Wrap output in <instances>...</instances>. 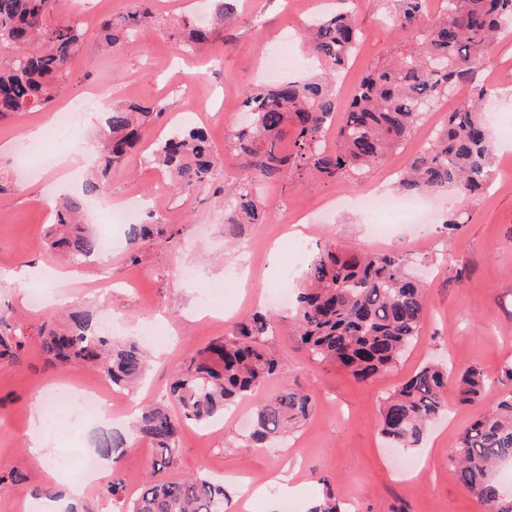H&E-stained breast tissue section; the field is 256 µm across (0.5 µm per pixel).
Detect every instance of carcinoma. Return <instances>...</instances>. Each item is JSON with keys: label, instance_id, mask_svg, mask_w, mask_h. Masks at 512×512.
<instances>
[{"label": "carcinoma", "instance_id": "cac0c4a2", "mask_svg": "<svg viewBox=\"0 0 512 512\" xmlns=\"http://www.w3.org/2000/svg\"><path fill=\"white\" fill-rule=\"evenodd\" d=\"M235 0H220L211 20L186 21L178 32L184 49L209 43L215 27L224 25ZM390 18L396 29L414 27L427 0H395ZM58 0H0V47L14 50L0 64V118L37 112L63 92L71 79L70 64L80 52L84 32L77 24L53 20ZM155 0H137L124 14L101 26L100 45L112 51L128 43L155 17ZM512 30V0H443L438 18L417 36V44L395 62L368 70L350 99L341 103L335 86L320 74L279 83L259 84L247 92L246 125L234 130L227 146L242 160L244 174L217 189L228 198L226 224H261L266 209L260 186L312 171L329 179L360 176L405 144L430 108L448 91L470 88L468 101L448 113L444 128L399 176L398 187L431 193L449 186L476 195L490 186L495 141L481 115L491 90L477 83L489 64L488 46L497 33ZM317 67L330 76L352 60L360 31L352 15L317 12L305 27ZM162 101H128L109 108L106 130L92 146L98 166L79 193L55 206L46 248L81 266L100 251L93 225L84 221L86 203L110 194L112 171L124 166L141 130L165 113ZM339 122H333L337 112ZM292 128L294 151L281 149V136ZM150 162L167 173L178 190L206 189L218 176L219 160L208 133L182 127L156 139ZM178 230L149 212L127 232L128 259L139 262L145 249L170 242ZM427 308L420 283L406 273V259L395 253H357L334 243L317 247L307 264L295 298L294 335L317 361L345 370L355 381L368 382L396 364L419 336ZM275 320L255 312L221 340L189 354L142 409L129 434L109 431L96 440V452L118 462L143 439L157 450L150 479L139 493L122 498L123 482L114 479L104 493L123 501L121 512H225L224 483L200 474L169 480L165 470L176 463L184 424L206 426L224 410L247 398L277 374L282 359L264 342ZM38 336L52 365L79 364L102 370L112 385L128 388L149 369L139 339L122 342L101 332L91 311L76 308L59 323L50 316ZM25 333L14 314L0 309V365L20 361ZM488 385L476 366L454 368L426 363L398 383L380 408V434L391 448H416L431 422L447 412L448 387L458 400L479 399ZM312 396L284 389L255 408L251 442L264 447L307 420ZM452 458L462 488L491 512H512L495 468L512 461V389L489 413L461 431ZM305 512H347L326 490Z\"/></svg>", "mask_w": 512, "mask_h": 512}]
</instances>
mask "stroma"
Returning a JSON list of instances; mask_svg holds the SVG:
<instances>
[{
	"label": "stroma",
	"mask_w": 512,
	"mask_h": 512,
	"mask_svg": "<svg viewBox=\"0 0 512 512\" xmlns=\"http://www.w3.org/2000/svg\"><path fill=\"white\" fill-rule=\"evenodd\" d=\"M337 8L352 12L361 32V44L346 71L336 77L341 96H350L366 72L390 62L410 47L407 36L395 32L387 16L392 0H335ZM134 0H60L56 17L75 20L86 30L82 50L72 65V82L46 110L0 120V276L37 264L58 269L62 263L48 254L44 242L52 218L43 203L47 189L61 179L64 168H45V154L64 159L73 142L91 141V120L100 105L79 113L73 127L59 129L52 140L27 139V127L55 115L70 101L89 91L111 90L116 101L165 100V121L193 117L207 129L223 176L243 172L240 158L224 147L229 125L239 116L235 107L247 88L262 75L263 58L283 37L289 44L285 71L307 69L306 49L299 36L314 13L311 0H237L230 23L217 29L213 40L194 54L161 39L154 27L142 29L119 51H99L96 34L101 23L126 13ZM484 84L498 93L485 113L497 145L490 187L472 198L454 190L436 193L435 221L398 224L390 251L404 255L408 271L419 275L427 294V309L414 346L377 379L355 383L335 366L310 357L289 332L292 303L273 301L281 289H295L294 278L283 276L294 238L310 244L339 243L355 251L376 250L369 236V219L353 207H340L317 224L302 226L292 235L294 211L320 207L337 197L356 198L374 188V177L358 187L345 180H329L305 172L270 184L264 223L232 229L224 222V199L204 190L173 194L165 174L133 153L126 168L111 175V202L139 194L144 202L172 201L169 221L178 235L168 244L130 262L117 249L102 262L69 268L63 287L69 305L99 308L113 318L112 338L121 341L148 329L153 363L147 379L122 402L135 407L148 392L165 385L173 370L190 353L230 335L236 321L264 309L275 314L277 326L267 343L282 358V366L259 397L239 401L237 411L224 417L220 435L203 437L200 428L185 426L177 465L170 479L201 472L208 477L224 473L230 512H280L284 497L309 502L323 489L354 512H490L458 483L450 461L458 449L462 429L487 413L505 392L502 370L512 364V35L494 43ZM461 103L458 94L441 99L407 144L384 162L402 169L413 153L433 138L449 111ZM468 216L461 230L446 228V217ZM29 289L6 286L0 279V307H12L28 335L20 365L0 367V475L20 474L8 494L0 497V512H14L17 502H34V493L47 489V470H59L65 459L92 445L94 427L78 421L76 407L65 405L42 433L58 452L39 466L29 452L34 426V401L79 387L100 385L104 375L95 368L67 365L51 368L41 349L37 328L48 308H31ZM443 360L454 366L474 365L489 377L479 400L461 405L448 398V415L430 430L414 454L387 447L379 431V408L393 387L423 364ZM301 387L313 399L306 421L292 432L282 448H256L249 439L251 418L258 399L283 387ZM285 471L287 491L265 486L250 508L239 498L241 476L268 477Z\"/></svg>",
	"instance_id": "35a3bbf8"
}]
</instances>
